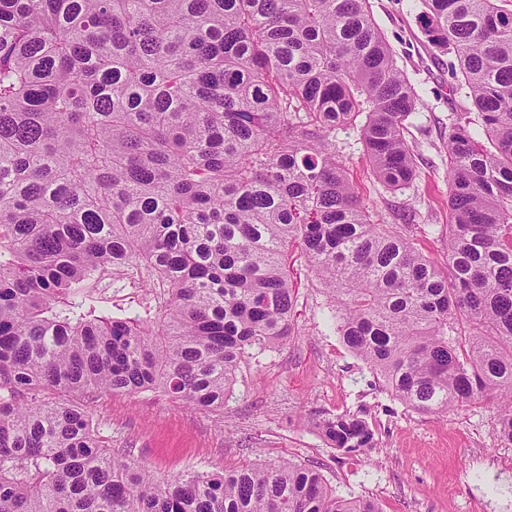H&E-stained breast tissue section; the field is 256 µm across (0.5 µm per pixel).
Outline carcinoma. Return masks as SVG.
Segmentation results:
<instances>
[{
	"label": "carcinoma",
	"mask_w": 512,
	"mask_h": 512,
	"mask_svg": "<svg viewBox=\"0 0 512 512\" xmlns=\"http://www.w3.org/2000/svg\"><path fill=\"white\" fill-rule=\"evenodd\" d=\"M507 2L420 0L476 114L448 126L440 266L412 225L372 220L329 140L357 125L376 179L416 176L417 94L369 0H0V512H380L289 460L159 479L89 409L155 391L224 411L290 335L296 248L388 395L434 415L495 399L512 444ZM124 280L147 285L136 308L103 307ZM312 425L376 445L359 411Z\"/></svg>",
	"instance_id": "obj_1"
}]
</instances>
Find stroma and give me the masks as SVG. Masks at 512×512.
I'll return each instance as SVG.
<instances>
[{
    "label": "stroma",
    "instance_id": "1",
    "mask_svg": "<svg viewBox=\"0 0 512 512\" xmlns=\"http://www.w3.org/2000/svg\"><path fill=\"white\" fill-rule=\"evenodd\" d=\"M370 6L418 97L405 122L417 176L392 191L372 174L356 129H337L331 140L368 210L387 225H420L422 252L441 263L448 250V123L463 115L465 100L448 91L449 57L427 41L419 0ZM293 277L291 336L241 369L223 412L205 414L159 392H103L90 409L113 448L161 478L289 459L319 469L337 494L375 500L382 512H512V445L494 436V401L433 416L393 399L343 345L329 321L330 298L302 255L294 257ZM363 404L378 445L362 453L328 448L309 422L314 413Z\"/></svg>",
    "mask_w": 512,
    "mask_h": 512
}]
</instances>
